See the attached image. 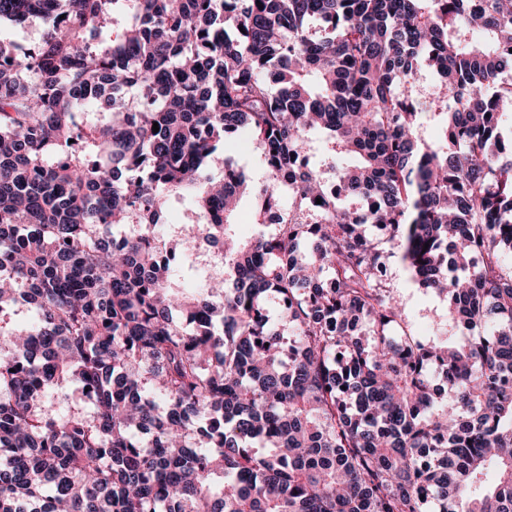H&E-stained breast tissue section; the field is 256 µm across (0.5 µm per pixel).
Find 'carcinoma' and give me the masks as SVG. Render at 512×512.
<instances>
[{
  "label": "carcinoma",
  "instance_id": "obj_1",
  "mask_svg": "<svg viewBox=\"0 0 512 512\" xmlns=\"http://www.w3.org/2000/svg\"><path fill=\"white\" fill-rule=\"evenodd\" d=\"M511 48L512 0H0V512H512ZM185 194L224 276L179 295ZM244 140H248L245 136L241 137L240 148L236 152L237 160L239 165L244 166V168L251 172L253 178L257 181L262 177V172L259 169V160H260V150L256 147L255 144H252L249 140L248 149L243 150L242 143ZM194 211V202L190 197L172 199L168 209L164 213L162 221L156 228V233L165 238L167 247L177 249V240L181 238L183 230L188 225L183 224L187 221V214ZM184 226L182 231H177V227ZM255 207V200L251 197L243 200L240 212L241 216L238 220V233L245 238L259 236L261 234L267 235L271 231L272 226L266 227L265 224H252V210ZM388 283L392 293L404 307L405 321L423 341H429L446 325V303L432 293L426 294L417 288L409 272L396 259L391 261Z\"/></svg>",
  "mask_w": 512,
  "mask_h": 512
}]
</instances>
